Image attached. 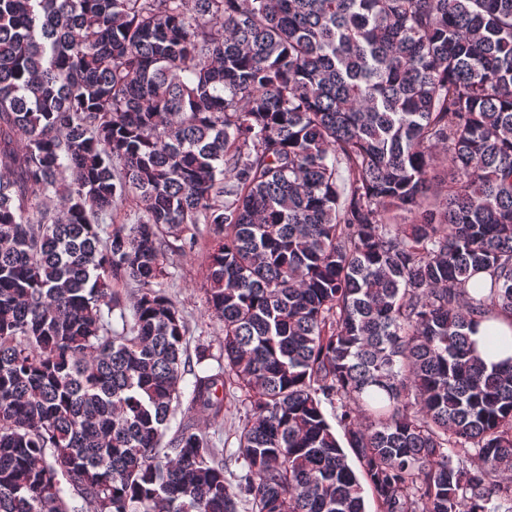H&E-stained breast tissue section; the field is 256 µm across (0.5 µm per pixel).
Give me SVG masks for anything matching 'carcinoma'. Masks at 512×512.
Returning <instances> with one entry per match:
<instances>
[{
  "mask_svg": "<svg viewBox=\"0 0 512 512\" xmlns=\"http://www.w3.org/2000/svg\"><path fill=\"white\" fill-rule=\"evenodd\" d=\"M196 224L224 368L184 402L164 237ZM487 320L512 0H0V512H512ZM231 387L239 474L191 423ZM140 208L138 199L133 196L116 200L112 205V224H133L139 215ZM510 336L512 332L506 322L503 321H492L482 322L474 333L471 334V338L474 340L477 346V350L482 358L486 361H500L506 359L512 355L510 350H502L498 352H492L489 347L490 336Z\"/></svg>",
  "mask_w": 512,
  "mask_h": 512,
  "instance_id": "1",
  "label": "carcinoma"
}]
</instances>
